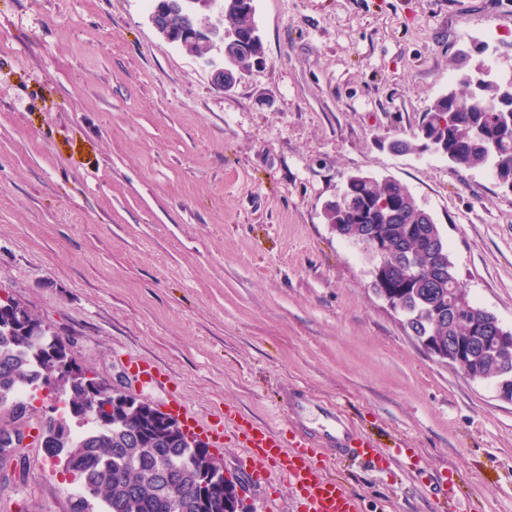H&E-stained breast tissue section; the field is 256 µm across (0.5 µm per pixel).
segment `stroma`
Returning <instances> with one entry per match:
<instances>
[{
    "mask_svg": "<svg viewBox=\"0 0 512 512\" xmlns=\"http://www.w3.org/2000/svg\"><path fill=\"white\" fill-rule=\"evenodd\" d=\"M254 5L266 62L226 93L145 0H0V295L156 408L173 390L199 417L275 426L287 387L340 407L409 451L336 466L360 512H440L446 475L456 512H512V403L428 355L323 215L348 175L406 184L512 330V191L382 145L447 93L461 50L512 70V0ZM131 358L169 387L140 389ZM215 455L253 512H292L238 443ZM61 467L40 444L0 456V512H71Z\"/></svg>",
    "mask_w": 512,
    "mask_h": 512,
    "instance_id": "35a3bbf8",
    "label": "stroma"
}]
</instances>
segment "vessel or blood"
Listing matches in <instances>:
<instances>
[{"mask_svg":"<svg viewBox=\"0 0 512 512\" xmlns=\"http://www.w3.org/2000/svg\"><path fill=\"white\" fill-rule=\"evenodd\" d=\"M135 382L153 388L162 382L160 374L146 360L129 362ZM311 402L299 389L284 391L282 410L286 427L276 431L239 418L232 408H225L223 420L204 421L186 407L182 399L169 395L164 411L178 419L184 427L203 434L210 445L223 447L225 441L241 444L257 479L278 477L288 488L296 512H360L359 503L336 480L326 474L327 468L343 457L360 458L387 468L388 455L374 443L358 434L336 408H320L317 427H308L304 415Z\"/></svg>","mask_w":512,"mask_h":512,"instance_id":"1","label":"vessel or blood"}]
</instances>
